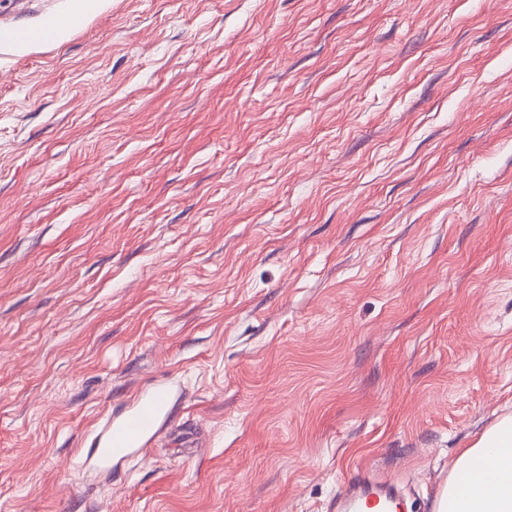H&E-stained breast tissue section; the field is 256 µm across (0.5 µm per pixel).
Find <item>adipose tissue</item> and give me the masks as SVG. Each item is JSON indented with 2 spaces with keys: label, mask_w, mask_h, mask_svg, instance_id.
I'll return each mask as SVG.
<instances>
[{
  "label": "adipose tissue",
  "mask_w": 512,
  "mask_h": 512,
  "mask_svg": "<svg viewBox=\"0 0 512 512\" xmlns=\"http://www.w3.org/2000/svg\"><path fill=\"white\" fill-rule=\"evenodd\" d=\"M111 0H67L66 19L48 38L32 37L6 43L8 52L24 55L43 41L61 44L70 35V17L90 18ZM436 512H512V416L481 433L454 461Z\"/></svg>",
  "instance_id": "ef3b65f1"
}]
</instances>
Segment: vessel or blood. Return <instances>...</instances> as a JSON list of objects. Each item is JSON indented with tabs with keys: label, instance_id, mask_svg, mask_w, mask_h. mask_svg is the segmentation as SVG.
<instances>
[{
	"label": "vessel or blood",
	"instance_id": "obj_1",
	"mask_svg": "<svg viewBox=\"0 0 512 512\" xmlns=\"http://www.w3.org/2000/svg\"><path fill=\"white\" fill-rule=\"evenodd\" d=\"M171 390L163 383L154 384L141 394L132 408L120 418L111 420L104 433L95 440L93 452L99 464H110L112 459L133 448L144 447L155 431L170 417ZM396 512L397 489L381 474L363 475L347 492L336 500L337 512Z\"/></svg>",
	"mask_w": 512,
	"mask_h": 512
}]
</instances>
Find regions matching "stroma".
Masks as SVG:
<instances>
[{
  "label": "stroma",
  "mask_w": 512,
  "mask_h": 512,
  "mask_svg": "<svg viewBox=\"0 0 512 512\" xmlns=\"http://www.w3.org/2000/svg\"><path fill=\"white\" fill-rule=\"evenodd\" d=\"M506 415L512 0H112L0 50V512H332L359 464L434 512ZM70 25L64 20L59 27L54 29L47 38L42 39L38 36L26 40L12 41L5 44V49L15 55H24L34 51L38 46L52 42L55 45L63 43L70 35ZM49 39V41H44ZM171 390L165 383H156L141 394L132 408L119 419L111 420L104 433L95 440L93 453L100 465L132 448L144 447L160 424L170 417Z\"/></svg>",
  "instance_id": "obj_1"
}]
</instances>
